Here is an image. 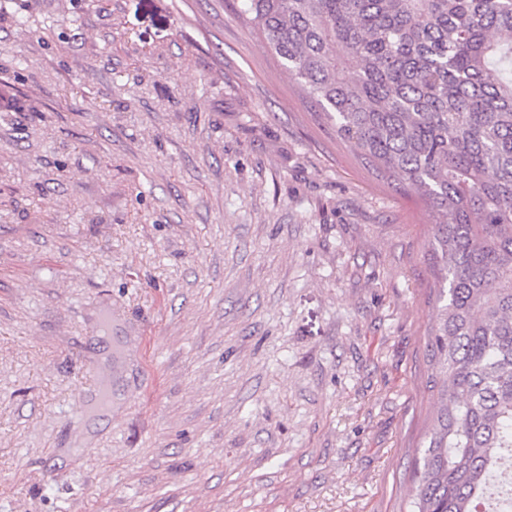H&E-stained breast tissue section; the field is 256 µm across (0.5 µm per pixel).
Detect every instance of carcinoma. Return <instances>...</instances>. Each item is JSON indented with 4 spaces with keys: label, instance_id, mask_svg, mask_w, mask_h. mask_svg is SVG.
<instances>
[{
    "label": "carcinoma",
    "instance_id": "1",
    "mask_svg": "<svg viewBox=\"0 0 512 512\" xmlns=\"http://www.w3.org/2000/svg\"><path fill=\"white\" fill-rule=\"evenodd\" d=\"M291 77L436 216L431 428L408 512H512V0H241Z\"/></svg>",
    "mask_w": 512,
    "mask_h": 512
}]
</instances>
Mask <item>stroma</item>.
Returning <instances> with one entry per match:
<instances>
[{"label":"stroma","mask_w":512,"mask_h":512,"mask_svg":"<svg viewBox=\"0 0 512 512\" xmlns=\"http://www.w3.org/2000/svg\"><path fill=\"white\" fill-rule=\"evenodd\" d=\"M239 6L0 0V512H404L435 217Z\"/></svg>","instance_id":"35a3bbf8"}]
</instances>
